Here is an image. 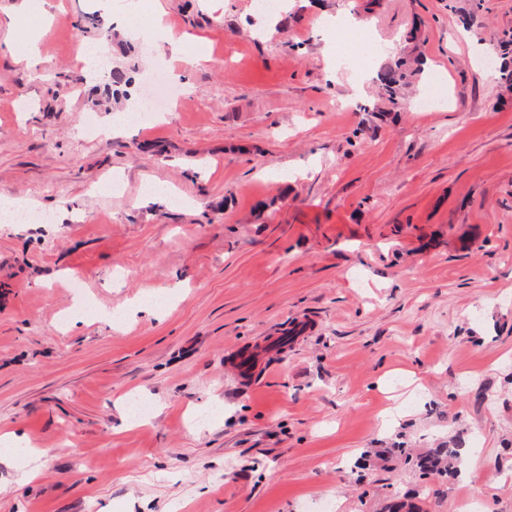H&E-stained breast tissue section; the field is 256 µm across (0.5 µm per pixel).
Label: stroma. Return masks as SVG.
<instances>
[{"label": "stroma", "instance_id": "35a3bbf8", "mask_svg": "<svg viewBox=\"0 0 512 512\" xmlns=\"http://www.w3.org/2000/svg\"><path fill=\"white\" fill-rule=\"evenodd\" d=\"M21 2L0 198L53 218L0 223V512H512V0ZM442 444L469 479L398 454Z\"/></svg>", "mask_w": 512, "mask_h": 512}]
</instances>
